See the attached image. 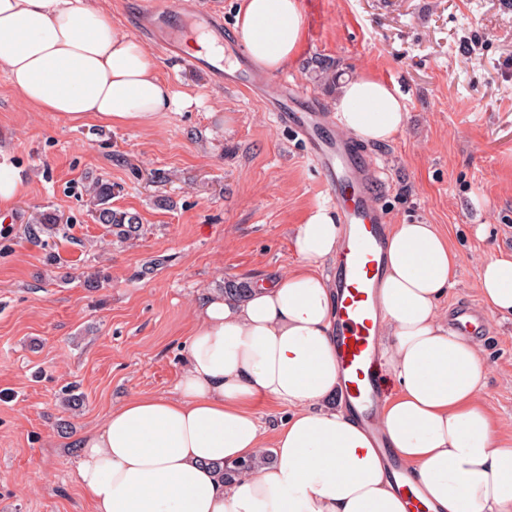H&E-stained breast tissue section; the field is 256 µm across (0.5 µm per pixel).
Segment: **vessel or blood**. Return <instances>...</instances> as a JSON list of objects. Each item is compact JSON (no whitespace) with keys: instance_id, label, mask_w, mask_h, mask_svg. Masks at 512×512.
Masks as SVG:
<instances>
[{"instance_id":"b4317fda","label":"vessel or blood","mask_w":512,"mask_h":512,"mask_svg":"<svg viewBox=\"0 0 512 512\" xmlns=\"http://www.w3.org/2000/svg\"><path fill=\"white\" fill-rule=\"evenodd\" d=\"M179 16L177 0H138L133 19L140 34L161 42L163 49L172 53L175 39L160 40L159 33ZM194 66L206 72L213 85L262 101L303 146L320 173L341 229L333 278L337 294L334 347L341 398L386 458L392 482L404 496L408 512H427L379 427L385 392L378 375L377 291L384 273L389 218L373 192L374 171L369 160L350 141L327 135L334 114L322 111L315 103L299 102L286 78L257 76L244 68L230 74L219 58L198 59ZM450 323L464 336L478 338L488 333L487 318L466 303L454 307Z\"/></svg>"}]
</instances>
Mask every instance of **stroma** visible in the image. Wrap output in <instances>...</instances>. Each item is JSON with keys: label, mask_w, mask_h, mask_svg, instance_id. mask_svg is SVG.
Instances as JSON below:
<instances>
[{"label": "stroma", "mask_w": 512, "mask_h": 512, "mask_svg": "<svg viewBox=\"0 0 512 512\" xmlns=\"http://www.w3.org/2000/svg\"><path fill=\"white\" fill-rule=\"evenodd\" d=\"M305 37L289 80L335 109L338 82L366 72L395 85L406 120L368 144L394 224H432L461 254L441 310L482 305L478 264L512 251V0H300ZM160 77L192 99L142 126L72 123L25 105L0 68V149L19 171L0 204V512H92L74 444L136 392L173 393L193 306L225 281L297 263L292 238L322 207L321 177L256 99L210 84L154 51ZM335 64L333 80L314 60ZM112 182L138 214L127 243L93 217L86 187ZM43 211L52 235L29 239ZM100 288H85L88 276ZM482 341L484 402L512 416V315ZM84 396L76 411L65 386Z\"/></svg>", "instance_id": "stroma-1"}]
</instances>
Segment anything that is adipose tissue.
Instances as JSON below:
<instances>
[{"instance_id":"ef3b65f1","label":"adipose tissue","mask_w":512,"mask_h":512,"mask_svg":"<svg viewBox=\"0 0 512 512\" xmlns=\"http://www.w3.org/2000/svg\"><path fill=\"white\" fill-rule=\"evenodd\" d=\"M304 31L299 0H241L235 16L237 41L266 73L297 58ZM0 62L27 104L74 122L135 126L191 105L94 0H0ZM335 117L382 143L405 104L365 73L339 86ZM339 234L332 213L312 210L293 238L295 268L252 281L241 299L218 289L198 299L174 395L132 394L76 443L94 512H405L373 441L336 406V292L322 266ZM460 263L435 225L392 226L381 426L435 512H512V437L482 402L483 349L439 309ZM478 285L489 314H512V255L483 258ZM266 402L287 410L271 436ZM252 457L251 473L224 479Z\"/></svg>"}]
</instances>
